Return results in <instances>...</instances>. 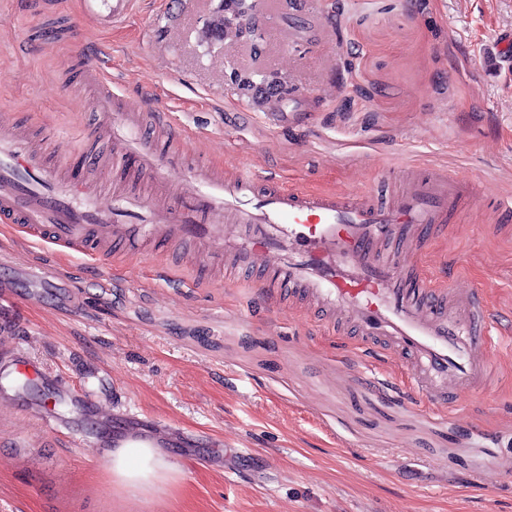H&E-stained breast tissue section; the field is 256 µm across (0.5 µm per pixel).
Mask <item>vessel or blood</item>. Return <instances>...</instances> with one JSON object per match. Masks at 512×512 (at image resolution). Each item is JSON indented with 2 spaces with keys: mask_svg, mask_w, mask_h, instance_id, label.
<instances>
[{
  "mask_svg": "<svg viewBox=\"0 0 512 512\" xmlns=\"http://www.w3.org/2000/svg\"><path fill=\"white\" fill-rule=\"evenodd\" d=\"M133 0H81L94 23L126 18ZM96 86L102 111L112 109L103 72L87 65L78 76ZM108 176L137 168L155 182L189 176L174 203L151 206L136 194L116 195L109 208L92 197L86 181L62 180L19 137L0 138V222L22 233L96 259L113 245L177 237L235 256L240 268L267 258L262 287L303 288L323 310L340 308L366 345L405 357L419 392L431 402H452L487 380L484 347L489 314L478 290L459 296L452 284L412 280L406 269L420 243L451 223L467 190L453 176L421 174L396 202L365 195L274 189L253 193L247 176L227 182L193 166L187 154L161 152L128 122L112 124ZM236 229L225 234L224 217Z\"/></svg>",
  "mask_w": 512,
  "mask_h": 512,
  "instance_id": "vessel-or-blood-1",
  "label": "vessel or blood"
}]
</instances>
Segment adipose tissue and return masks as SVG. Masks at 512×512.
<instances>
[{"label":"adipose tissue","mask_w":512,"mask_h":512,"mask_svg":"<svg viewBox=\"0 0 512 512\" xmlns=\"http://www.w3.org/2000/svg\"><path fill=\"white\" fill-rule=\"evenodd\" d=\"M168 468L167 456L154 441L124 440L113 448L110 471L125 485H142L158 478Z\"/></svg>","instance_id":"adipose-tissue-1"}]
</instances>
